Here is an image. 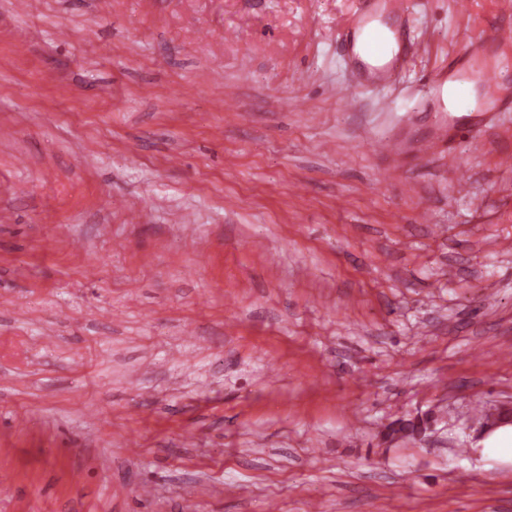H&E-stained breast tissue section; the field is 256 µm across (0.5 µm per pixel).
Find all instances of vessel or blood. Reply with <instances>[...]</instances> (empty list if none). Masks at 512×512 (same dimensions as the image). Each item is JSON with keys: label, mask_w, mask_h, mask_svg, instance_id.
<instances>
[{"label": "vessel or blood", "mask_w": 512, "mask_h": 512, "mask_svg": "<svg viewBox=\"0 0 512 512\" xmlns=\"http://www.w3.org/2000/svg\"><path fill=\"white\" fill-rule=\"evenodd\" d=\"M346 64L356 86L389 88L396 84L423 39L411 29L403 0H357L341 32ZM512 69V28L495 26L469 39L431 84L449 90L455 111L464 115L467 140L481 148L491 112H512V92L503 87Z\"/></svg>", "instance_id": "b4317fda"}]
</instances>
